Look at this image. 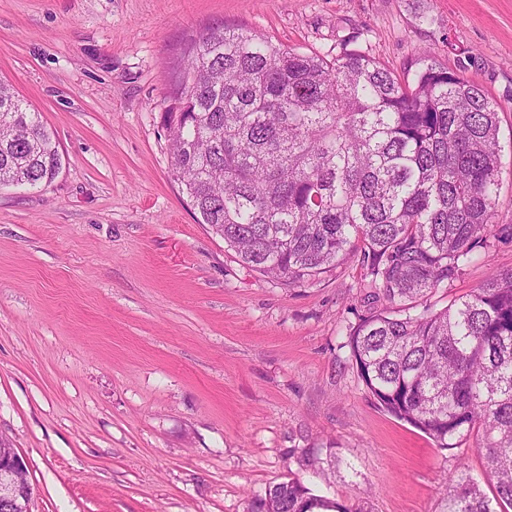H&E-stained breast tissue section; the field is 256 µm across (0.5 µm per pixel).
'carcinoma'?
<instances>
[{"label": "carcinoma", "instance_id": "carcinoma-1", "mask_svg": "<svg viewBox=\"0 0 512 512\" xmlns=\"http://www.w3.org/2000/svg\"><path fill=\"white\" fill-rule=\"evenodd\" d=\"M499 112L435 62L401 79L357 50L326 60L224 25L191 40L163 114L174 180L241 263L294 286L358 253L374 298L398 306L360 317L347 346L392 416L440 448L481 437L491 493L462 465L445 512H512V269L427 304L505 232ZM61 167L40 113L0 80V186H45ZM296 461L340 463L330 447ZM250 512L369 510L290 475Z\"/></svg>", "mask_w": 512, "mask_h": 512}]
</instances>
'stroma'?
<instances>
[{
    "label": "stroma",
    "instance_id": "stroma-1",
    "mask_svg": "<svg viewBox=\"0 0 512 512\" xmlns=\"http://www.w3.org/2000/svg\"><path fill=\"white\" fill-rule=\"evenodd\" d=\"M234 25L404 77L420 54L501 106L496 223L512 224V0H0V79L52 129L47 186L0 187V438L31 512H248L297 472L370 512H444L476 439L444 449L378 404L346 332L370 291L358 259L285 287L197 223L162 125L190 38ZM512 268L494 243L430 302ZM333 446L336 473L296 448Z\"/></svg>",
    "mask_w": 512,
    "mask_h": 512
}]
</instances>
